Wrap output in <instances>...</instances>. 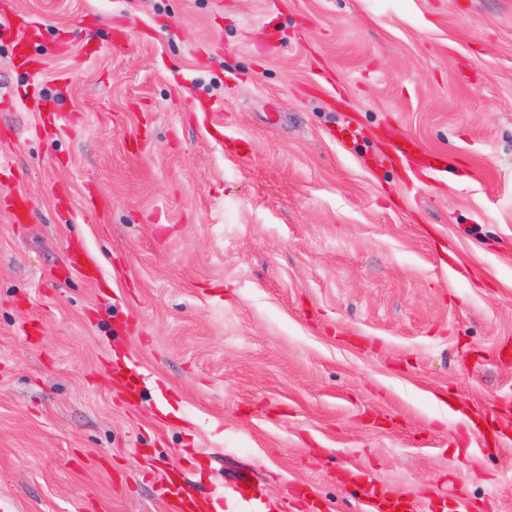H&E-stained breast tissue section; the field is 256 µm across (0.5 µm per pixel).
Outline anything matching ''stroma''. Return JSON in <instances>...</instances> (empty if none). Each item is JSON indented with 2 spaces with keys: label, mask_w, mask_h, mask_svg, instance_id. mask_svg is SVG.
Returning <instances> with one entry per match:
<instances>
[{
  "label": "stroma",
  "mask_w": 512,
  "mask_h": 512,
  "mask_svg": "<svg viewBox=\"0 0 512 512\" xmlns=\"http://www.w3.org/2000/svg\"><path fill=\"white\" fill-rule=\"evenodd\" d=\"M13 2L39 71L0 13V496L168 512L193 448L215 512L243 470L288 512H357L353 471L512 512V0Z\"/></svg>",
  "instance_id": "obj_1"
}]
</instances>
